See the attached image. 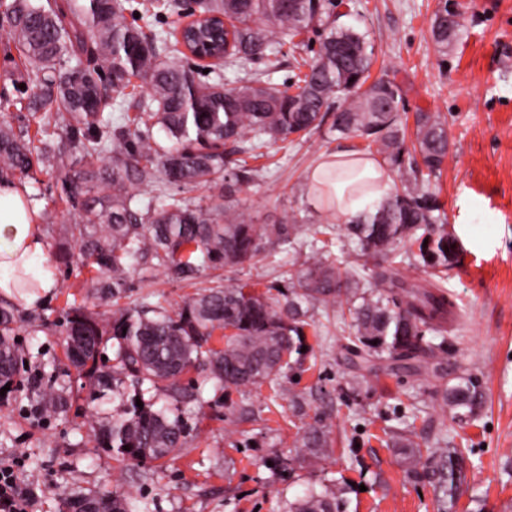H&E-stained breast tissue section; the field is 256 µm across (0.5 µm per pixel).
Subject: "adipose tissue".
Instances as JSON below:
<instances>
[{
  "label": "adipose tissue",
  "mask_w": 512,
  "mask_h": 512,
  "mask_svg": "<svg viewBox=\"0 0 512 512\" xmlns=\"http://www.w3.org/2000/svg\"><path fill=\"white\" fill-rule=\"evenodd\" d=\"M317 217L349 224L375 213L392 190V178L366 153L325 154L305 174ZM58 286L40 222V207L17 182L0 183V298L38 308Z\"/></svg>",
  "instance_id": "ef3b65f1"
}]
</instances>
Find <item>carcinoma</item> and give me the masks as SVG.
Here are the masks:
<instances>
[{
    "mask_svg": "<svg viewBox=\"0 0 512 512\" xmlns=\"http://www.w3.org/2000/svg\"><path fill=\"white\" fill-rule=\"evenodd\" d=\"M174 0H10L0 20V42L14 47L31 66L36 89L27 110L35 134L20 135L0 121V182L38 166L60 189L74 215L62 228L78 247L88 269L89 294L112 314L70 307L58 322L65 356L89 382L88 398L112 392L127 396L123 415L92 427L94 441L132 465L176 453L187 423L166 408L139 407L143 386L178 400L194 390L182 383L193 372L226 387L258 385L301 364L303 338L324 333L310 314L316 304L346 296L352 353L365 364L414 362L441 369L448 353V323L460 331L459 305L448 292V272L458 262L457 241L430 188L450 150L448 121L439 112L415 115L414 138L400 118L402 88L381 76L371 79L373 52L363 34L336 24L335 0H202L200 8L229 24L230 48L224 66L263 60L268 71L246 73L229 86L221 73L195 78L180 41L156 27L158 13ZM139 17H134V14ZM461 15L447 0L431 19L430 36L445 54L464 34L448 14ZM311 29L319 46L298 78L296 90L277 84L284 42ZM146 83L147 98L128 112L132 80ZM330 131L358 136L390 170L397 189L374 214L344 225L352 252L385 258L374 267L341 269L324 247L315 246L301 262L281 272L288 281L284 299L257 292L240 274L296 241L294 216L258 224L236 194L253 181L249 158L263 156L267 144L321 128L331 102ZM119 116L114 118L112 113ZM69 122L65 152L53 149L48 129ZM164 132L158 141L150 131ZM150 189L144 198L138 189ZM199 188L210 195L192 197ZM428 275L408 283L394 273V258ZM150 259L185 277L224 270V280L195 292L178 311L147 301H127L134 264ZM15 309L0 304V388H18L19 354ZM233 335L215 347L217 332ZM112 347L113 357H105ZM452 417L474 421L485 393L472 375L437 390ZM36 406L57 415L72 407V391L48 385ZM329 427L309 426L295 440L296 455L319 457L330 446ZM410 423L387 433L407 473L431 483L438 512H448L465 478L464 449L438 433L416 441ZM73 512H150L148 504L124 495L75 491L64 500ZM342 500L311 489L289 512H345Z\"/></svg>",
    "mask_w": 512,
    "mask_h": 512,
    "instance_id": "1",
    "label": "carcinoma"
}]
</instances>
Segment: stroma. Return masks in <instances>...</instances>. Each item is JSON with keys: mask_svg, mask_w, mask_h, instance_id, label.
Returning a JSON list of instances; mask_svg holds the SVG:
<instances>
[{"mask_svg": "<svg viewBox=\"0 0 512 512\" xmlns=\"http://www.w3.org/2000/svg\"><path fill=\"white\" fill-rule=\"evenodd\" d=\"M465 32L447 55L430 38V22L444 0H338L341 25L364 34L374 53V72L387 73L405 91L407 117L439 112L448 120L450 153L432 189L449 225L472 227L469 246L460 248L448 289L463 310V332L448 335L445 377L381 370L358 388V358L347 334L336 330L338 307L315 306L316 319H329L322 338L311 345L301 366L274 383L224 388L207 381L198 398L178 403L163 393L152 400L186 420L190 431L177 456L160 463L127 466L96 447L89 424L123 415L127 402L107 394L94 403L79 399L67 416L35 415L31 387L0 395V458L22 454V477L37 495L38 512H61L72 491L131 495L152 512H288L312 488L341 493L346 512H437L435 492L409 478L385 433L403 417L416 415L420 435L458 431L470 462L459 498L448 512H512V0H457ZM28 64L0 46V93L31 95ZM364 140L340 138L328 128L309 137L269 145L255 161L259 177L241 193L255 220L274 223L282 215L299 219L297 247L275 258L299 261L320 225L304 184L306 170L322 155L364 150ZM37 198L59 286L34 310L17 309L16 334L32 378L55 373L58 385L79 389L83 380L61 365L62 338L56 328L66 304L97 309L88 297L80 262L60 234L70 216L47 175L22 177ZM212 271L185 279L165 268H134V300L161 302L176 311L196 289L208 287ZM479 377L486 396L480 418L454 427L449 407L432 391L454 384L462 370ZM331 429V444L320 457L295 459L294 441L315 421ZM292 459L285 475L282 460Z\"/></svg>", "mask_w": 512, "mask_h": 512, "instance_id": "obj_1", "label": "stroma"}]
</instances>
